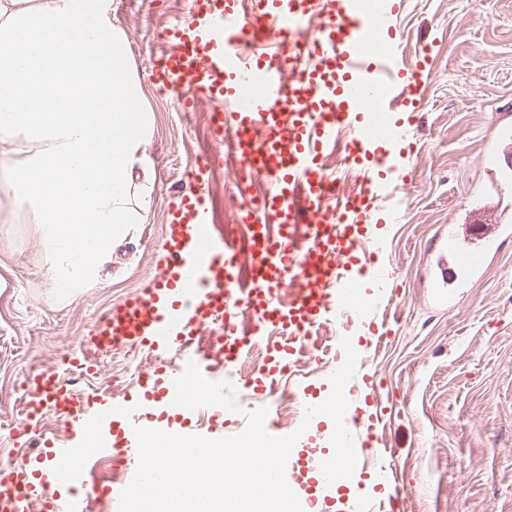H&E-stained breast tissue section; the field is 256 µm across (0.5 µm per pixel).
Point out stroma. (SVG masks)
<instances>
[{
    "instance_id": "35a3bbf8",
    "label": "stroma",
    "mask_w": 512,
    "mask_h": 512,
    "mask_svg": "<svg viewBox=\"0 0 512 512\" xmlns=\"http://www.w3.org/2000/svg\"><path fill=\"white\" fill-rule=\"evenodd\" d=\"M187 3L112 0V22L125 35L140 84L133 106L154 118L150 202L145 223L129 225L113 243L94 285L69 298L58 294L40 249L41 227L10 207L0 175V462L27 451L7 430L22 418L14 380L53 369L113 302L148 284L164 259L163 225L179 174L201 156L222 160L207 187L210 233L238 242L237 159L209 133L211 105L184 116L176 98L150 81L162 31ZM401 29L406 60L425 45L435 50L420 122L402 129L417 156L401 157L398 140L387 145L388 165L415 171L405 212L377 232L381 261L404 274L405 287L400 298L377 303L398 318L392 335L373 342L366 323L340 327L359 355L344 418L365 411V395L378 394L386 408L380 453L387 471L354 472L328 494L334 512H348L353 497L397 491L403 512H512V244L481 279L459 289L453 308L434 307L430 288L435 239L484 174L481 155L494 116L512 114V0H408ZM122 381L119 365L107 361L78 387L115 404L142 399V389L122 388Z\"/></svg>"
}]
</instances>
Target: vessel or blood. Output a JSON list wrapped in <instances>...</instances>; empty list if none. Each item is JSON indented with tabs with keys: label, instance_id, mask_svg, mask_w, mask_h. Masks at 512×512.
<instances>
[{
	"label": "vessel or blood",
	"instance_id": "obj_1",
	"mask_svg": "<svg viewBox=\"0 0 512 512\" xmlns=\"http://www.w3.org/2000/svg\"><path fill=\"white\" fill-rule=\"evenodd\" d=\"M407 0H385L367 15L361 0H189L185 14L165 27L163 49L151 65V80L176 96L182 111L211 103L208 125L215 141L234 153L243 199L241 221L255 227L257 269L244 288L234 255L223 243L202 240L208 222L206 185L216 164L197 160L185 169L177 200L164 226L163 263L146 288L112 303L95 323L71 364L96 372L98 358L148 346L192 343L215 330L226 308L242 304L258 318L255 335L276 325L295 339L273 349L266 366L247 379L254 398H268L272 381L297 346L317 348L316 326L331 310L355 303L350 286L377 255L369 225L390 222L381 194L385 132L394 116L414 124L423 108L421 88L433 66L429 51L400 61L396 46ZM346 138V163L360 176L357 192L343 205L331 200L336 176L323 155ZM489 175L466 202L461 220L445 225L436 240L432 300L449 306L457 288L481 278L483 262L512 241V121L497 115L482 155ZM306 225L309 242L298 248L293 227ZM303 288L281 301L287 283ZM24 432L47 459L66 468L67 456L48 445L35 419L52 409L68 428L95 426L89 397L43 371L28 379ZM371 413L357 438L358 467L379 462L381 435ZM323 463L307 446L288 464L293 492L325 485ZM30 459L0 471V512H93L98 489L83 485L80 496L63 498L29 472Z\"/></svg>",
	"mask_w": 512,
	"mask_h": 512
}]
</instances>
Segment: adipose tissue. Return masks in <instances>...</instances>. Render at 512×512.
<instances>
[{
    "label": "adipose tissue",
    "mask_w": 512,
    "mask_h": 512,
    "mask_svg": "<svg viewBox=\"0 0 512 512\" xmlns=\"http://www.w3.org/2000/svg\"><path fill=\"white\" fill-rule=\"evenodd\" d=\"M111 0H0V156L14 209L42 226L62 294L88 287L127 225L147 219L133 180L148 162L149 112Z\"/></svg>",
    "instance_id": "1"
}]
</instances>
